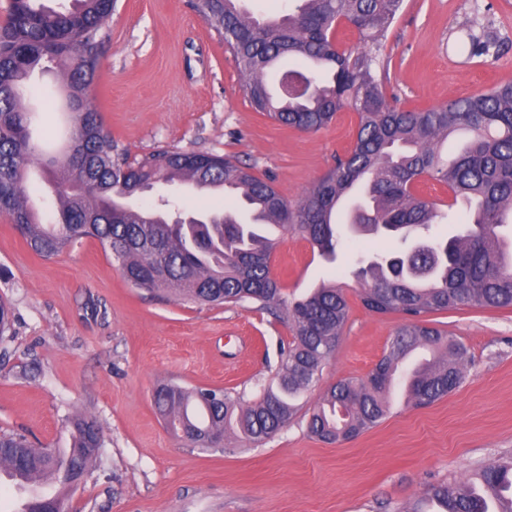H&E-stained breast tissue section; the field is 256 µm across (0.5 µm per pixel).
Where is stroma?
I'll use <instances>...</instances> for the list:
<instances>
[{
    "label": "stroma",
    "mask_w": 512,
    "mask_h": 512,
    "mask_svg": "<svg viewBox=\"0 0 512 512\" xmlns=\"http://www.w3.org/2000/svg\"><path fill=\"white\" fill-rule=\"evenodd\" d=\"M472 22L498 33L497 56L469 57L460 28ZM101 37L91 99L130 156L162 147L231 155L293 203L354 141L357 118L348 110L315 132L255 112L223 42L189 0H117ZM385 55L384 92L407 108L512 83V0H404ZM31 82L39 91L36 127L57 133L43 146L52 157L70 129L61 78L53 68ZM166 193L189 212L248 218L228 196L177 184ZM389 247L363 236L330 263L302 236L284 237L271 272L285 300L328 282L344 289L350 312L339 345L277 434L255 446L202 448L166 428L155 389L175 382L254 398L279 366L289 326L249 302L200 307L132 287L95 240L39 257L0 213V298L12 310L0 337V431L67 448L75 412L97 420L98 463L67 492L65 512H402L416 503L436 512L421 499L428 485L512 458V310L429 315L469 351L465 379L447 396L419 408L395 402L383 421L339 444L307 429L325 389L366 377L403 322L367 311L350 273L354 251Z\"/></svg>",
    "instance_id": "1"
}]
</instances>
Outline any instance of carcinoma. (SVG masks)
<instances>
[{
  "label": "carcinoma",
  "instance_id": "carcinoma-1",
  "mask_svg": "<svg viewBox=\"0 0 512 512\" xmlns=\"http://www.w3.org/2000/svg\"><path fill=\"white\" fill-rule=\"evenodd\" d=\"M404 0H292L287 14L264 18L244 0H192V8L224 44L240 73V91L255 111L275 122L316 131L343 110L358 116L345 156L295 204L271 182L229 156L156 150L130 159L87 100L99 70L97 37L116 0H8L0 21V213L38 256L53 258L72 244L98 241L123 279L135 288L163 290L197 304L251 301L289 325L292 340L275 376L254 400L236 391L161 385L154 403L160 416L185 431L221 440L255 443L295 416L294 400L318 381L348 318L341 287L316 289L287 302L272 278L278 239L266 227L297 233L323 254L365 235L397 237L398 250L359 257V297L368 311L397 313L404 322L364 381L339 379L329 386L307 422L308 431L332 444L351 440L389 413L390 395L402 384L407 404L429 405L456 390L468 362L466 347L429 326L424 317L461 306L512 308V263L500 252L512 226V84L448 101L438 107L403 109L382 85L383 45ZM352 27L360 47L343 49L336 32ZM285 57L310 67L300 93H273L268 77ZM59 69L71 132L63 152L43 162L33 137L35 113L26 105L36 69ZM465 137L453 157L448 140ZM38 167L48 174L57 222H41L26 187ZM446 188V208L421 196L418 186ZM218 186L245 203L261 220L241 224L214 211L186 224L169 219V200L132 209L121 200L161 184ZM464 229L447 240L433 227L451 224L461 199ZM72 446L65 455L37 448L24 436L0 433V468L37 479L58 475L63 501L70 466L86 474L101 447L97 421L70 419ZM512 459L481 468L470 478L435 484L425 498L441 512H512Z\"/></svg>",
  "mask_w": 512,
  "mask_h": 512
}]
</instances>
